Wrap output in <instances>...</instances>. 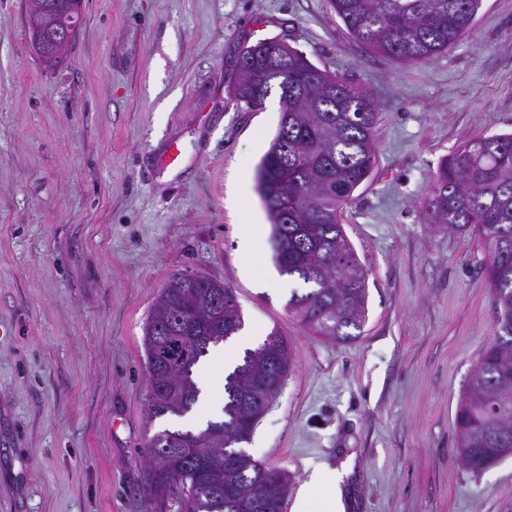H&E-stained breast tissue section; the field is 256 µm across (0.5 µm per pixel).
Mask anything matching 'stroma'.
<instances>
[{"mask_svg": "<svg viewBox=\"0 0 512 512\" xmlns=\"http://www.w3.org/2000/svg\"><path fill=\"white\" fill-rule=\"evenodd\" d=\"M29 0H0V512H145L143 326L169 278L233 289L245 329L279 330L293 365L247 451L290 478L350 462L346 512H512V455L458 459L454 416L495 334L481 239L428 223L441 162L512 132V0L405 64L346 32L330 0H84L65 65L44 69ZM287 39L368 89L377 162L342 223L367 276L362 335H309L271 245L255 174L279 121L228 90L242 51ZM177 142L181 163L162 154Z\"/></svg>", "mask_w": 512, "mask_h": 512, "instance_id": "stroma-1", "label": "stroma"}]
</instances>
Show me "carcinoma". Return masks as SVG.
I'll list each match as a JSON object with an SVG mask.
<instances>
[{"instance_id": "cac0c4a2", "label": "carcinoma", "mask_w": 512, "mask_h": 512, "mask_svg": "<svg viewBox=\"0 0 512 512\" xmlns=\"http://www.w3.org/2000/svg\"><path fill=\"white\" fill-rule=\"evenodd\" d=\"M27 22L57 25L82 0H48ZM348 33L375 53L404 63L448 52L474 28L482 0H331ZM251 64L237 75L232 97L259 108L277 96V132L257 167V189L272 223L274 260L306 291L288 310L312 334L356 339L367 318L364 267L341 216L376 163L377 112L369 92L318 68L296 48L266 39L244 49ZM430 224L476 233L496 310L492 342L479 356L454 419L459 458L479 471L512 449V134L471 138L441 162L423 206ZM244 326L232 289L193 273L173 275L143 326L148 385L143 474L147 512H283L288 475L253 458L250 440L275 368L290 365L278 332L224 378L223 418L200 429L178 421L197 404L194 371L212 346Z\"/></svg>"}]
</instances>
